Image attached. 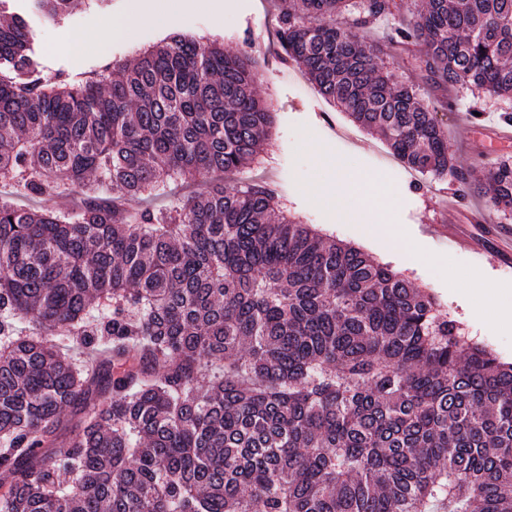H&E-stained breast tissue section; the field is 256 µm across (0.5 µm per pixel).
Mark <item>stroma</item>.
I'll use <instances>...</instances> for the list:
<instances>
[{"label":"stroma","instance_id":"1","mask_svg":"<svg viewBox=\"0 0 512 512\" xmlns=\"http://www.w3.org/2000/svg\"><path fill=\"white\" fill-rule=\"evenodd\" d=\"M223 2L218 10L211 0H112L108 10L91 8L60 24L30 12L25 0H10V5L24 15L33 47L52 72L88 70L132 58L172 32L220 37L228 53L252 51L264 63L259 93L274 114L266 168L260 175L278 189L283 207L325 237L361 248L416 288L434 294L468 336L488 345L502 362H512V322L485 317L484 297L469 286L470 274L483 270L501 298L512 297V253L495 249L497 239L512 235V215L490 208L481 193L461 190L453 178L410 170L383 139L360 129L340 107L326 102L300 69L282 63L268 0ZM156 3L169 10L167 27L142 23L96 47L106 21ZM393 26V20L383 19L372 31L373 41L382 46L380 57L399 80L416 88L447 128L448 151L457 166L481 177L502 160L512 159V145H491L493 132L503 127L501 114L512 111V104L464 84L442 93L409 53L387 46ZM340 169L378 176L392 205L375 207L364 218L359 208L319 192V185L335 180ZM449 201L457 202L462 215H484V222L471 226L470 243L450 233L444 210ZM369 222L382 225L383 233L368 235ZM392 229L402 236L400 246L392 244Z\"/></svg>","mask_w":512,"mask_h":512}]
</instances>
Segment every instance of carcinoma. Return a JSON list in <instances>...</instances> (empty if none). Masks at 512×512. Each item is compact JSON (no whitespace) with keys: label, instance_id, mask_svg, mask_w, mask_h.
<instances>
[{"label":"carcinoma","instance_id":"obj_1","mask_svg":"<svg viewBox=\"0 0 512 512\" xmlns=\"http://www.w3.org/2000/svg\"><path fill=\"white\" fill-rule=\"evenodd\" d=\"M7 2L0 188L29 203L0 201V512H512V363L389 266L277 217L271 184L195 189L264 160L251 54L173 36L50 74ZM109 2L30 6L60 22ZM276 2L283 60L324 99L408 168L512 209V161L480 183L458 168L379 61L370 26L397 0ZM389 41L443 92L512 102V0H426ZM74 405L69 448L47 453Z\"/></svg>","mask_w":512,"mask_h":512}]
</instances>
